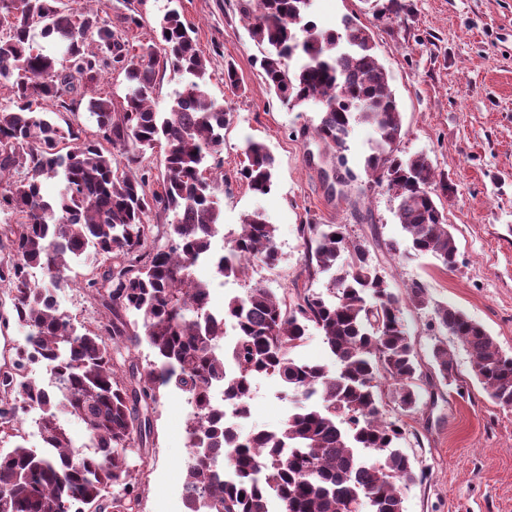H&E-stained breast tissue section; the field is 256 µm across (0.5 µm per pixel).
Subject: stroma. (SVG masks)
Returning <instances> with one entry per match:
<instances>
[{"label":"stroma","instance_id":"stroma-1","mask_svg":"<svg viewBox=\"0 0 512 512\" xmlns=\"http://www.w3.org/2000/svg\"><path fill=\"white\" fill-rule=\"evenodd\" d=\"M70 7H92L100 24L121 29L132 15L133 45L152 43L155 22L177 8L195 29L207 59L211 94L231 114L219 154L224 160L220 196L223 234L212 249L223 254L244 216L261 211L276 227L280 261L275 267L252 264L245 279L217 278L211 263L194 272L210 282L211 305L242 293L245 281L275 293L320 292L325 277L308 281L302 224H341L350 237L366 241L391 288L404 293L421 282L432 303L463 310L479 322L505 354L512 355V0H401L397 18L376 19L368 0H314V20L324 30L339 29L343 18L369 29L379 64L387 72L405 135L401 155L428 157L436 177L453 189L440 203L455 237L457 270H443L428 256L402 260L387 243L404 242L405 233L391 193L370 189L364 169L372 131L354 126L345 154L356 178L328 191L320 166L309 154L333 150L316 139L320 106L282 104L266 85L260 60L266 45L255 40L246 16L250 0H67ZM234 65L239 90L224 85V68ZM264 143L276 159L275 185L256 196L239 178L248 142ZM70 280L56 292L60 311L84 324L101 319L103 308L89 286L90 270L73 266ZM405 323L425 387L417 408L403 412L397 397L387 399L385 417L402 420L407 435L400 446L421 480L404 491L405 512H512V407L496 405L478 383L469 352L455 337L430 327L433 313L408 303ZM445 340L455 380L434 373L433 348ZM250 415L239 420L241 433L279 428L291 409L276 378L254 380ZM185 397L165 391L154 414L150 471L139 512H184L185 463L189 458Z\"/></svg>","mask_w":512,"mask_h":512}]
</instances>
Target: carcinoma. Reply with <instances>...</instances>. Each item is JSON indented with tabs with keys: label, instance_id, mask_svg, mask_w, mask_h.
<instances>
[{
	"label": "carcinoma",
	"instance_id": "obj_1",
	"mask_svg": "<svg viewBox=\"0 0 512 512\" xmlns=\"http://www.w3.org/2000/svg\"><path fill=\"white\" fill-rule=\"evenodd\" d=\"M312 7L313 0H255L250 31L270 47L260 61L265 82L283 104H321L314 134L336 148L345 181L354 179L346 139L353 125L370 127L366 172L393 193L411 250L455 270L458 246L435 201L452 187L436 180L426 156L399 155L401 115L370 32L348 17L342 30L322 31ZM372 10L387 20L400 3L373 0ZM37 29L62 48L60 56L33 47ZM193 33L173 9L158 22V42L133 53L96 15L63 0H0V87L13 100L0 108V212L15 216L0 227V284L27 331L13 371L0 378V434L29 406L43 443H17L0 454V512H138L140 485L129 458L147 463L165 388L190 406L187 512H405L404 489L417 474L399 447L405 424L384 417L383 387L395 385L401 409L414 410L418 363L403 299L368 246L341 224L299 225L308 278L323 274L327 282L326 291L308 288L291 301L254 282L215 311L209 283L194 275L209 260L216 274L237 277L254 259L276 266L279 253L276 227L258 210L245 215L223 255L210 253L224 174L205 161L218 155L229 113L209 93ZM118 68L128 85L121 110L111 96L97 95L87 102L92 125L64 117L74 110V81L92 86ZM167 74L182 90L159 112L153 94ZM161 144L165 172L155 190L145 161ZM275 172L268 147L248 143L240 176L249 188L269 193ZM48 178L61 182L53 200L42 193ZM154 213L172 216L161 236L149 223ZM100 260L112 266L88 287L112 316L78 325L59 310L54 291L70 264ZM407 299L433 307L440 331L469 351L491 399L512 407V356L484 327L460 309L431 305L419 282ZM227 321L236 329L229 343ZM311 326L334 368L292 356ZM143 343L153 353L146 364L121 355ZM433 357L439 377L450 380L447 345L438 342ZM39 360L53 364L49 388L26 373ZM261 375L278 378L293 411L279 428L243 437L236 419L215 410L211 392L224 390V406L244 419ZM65 417L83 423L84 450Z\"/></svg>",
	"mask_w": 512,
	"mask_h": 512
}]
</instances>
